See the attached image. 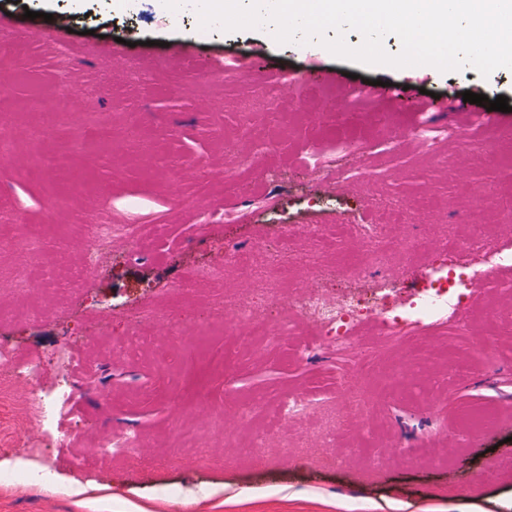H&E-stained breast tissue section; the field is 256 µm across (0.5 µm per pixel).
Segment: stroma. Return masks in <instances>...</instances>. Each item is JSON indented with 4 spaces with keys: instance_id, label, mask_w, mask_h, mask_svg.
Segmentation results:
<instances>
[{
    "instance_id": "35a3bbf8",
    "label": "stroma",
    "mask_w": 512,
    "mask_h": 512,
    "mask_svg": "<svg viewBox=\"0 0 512 512\" xmlns=\"http://www.w3.org/2000/svg\"><path fill=\"white\" fill-rule=\"evenodd\" d=\"M37 19L25 18V11ZM71 15V31L55 34L56 14ZM27 33L24 44L0 42V75L12 77L0 95V200L17 221L6 235L34 232L45 242L33 260L0 253V340L16 355H46L61 346H120L126 315L141 303H167L169 314L144 330L169 343L167 364L149 353L110 356L76 373L74 446L49 445L53 476L44 484L0 483V512H512V344L487 349L468 377L433 387L441 365L423 360L421 382L408 393L379 385L366 412L379 431L370 452L383 460L367 469L350 453L362 435L345 432L332 449L320 447V429L336 419L337 384L362 383L353 354L322 351L287 361L269 345L238 354L233 373L217 365L221 330L208 328L197 306L172 298L171 286L193 269L221 258L224 245L283 246L289 258L316 254L341 263L362 248L341 218L383 225L392 243L386 283L391 300L422 286L428 269L411 264L402 249L423 243L430 258L472 223L500 245H512V209L473 216L465 201L482 189L512 195V154L495 147L512 126V112L462 103L465 91L512 100V70L482 76L471 67L443 73L422 66L364 67L335 58L319 43L276 44L269 29L199 37V17L185 7L172 19L160 0H0V20ZM231 65L226 81L200 75L212 59ZM334 82L313 85L310 73ZM62 95L67 111L41 106ZM396 112L388 127L374 115ZM454 127L452 138L429 152L410 129L421 119ZM112 137L94 138L98 121ZM357 140L354 156L344 140ZM486 139L485 151L469 143ZM351 168L337 177L336 165ZM235 176L238 187L224 182ZM274 190L268 209L256 191ZM410 201L422 223L389 211ZM236 213L233 222L201 223L200 207ZM115 224H162L166 244L147 242L148 259L117 256L71 292L18 294L16 275L63 277L83 261L80 227L97 213ZM323 227L314 239L308 225ZM190 329L188 343L173 340L175 324ZM325 392L304 416L279 422L275 398L284 392ZM263 398L268 438L243 448L249 430L237 413ZM31 386L0 374V467L15 468L40 432L31 419ZM490 405L502 414L486 434L459 436L457 410ZM131 426L142 438L141 463L96 458L103 430ZM196 434L195 447L176 443L180 430ZM331 455L342 466L328 463ZM85 488L84 497L68 494Z\"/></svg>"
}]
</instances>
